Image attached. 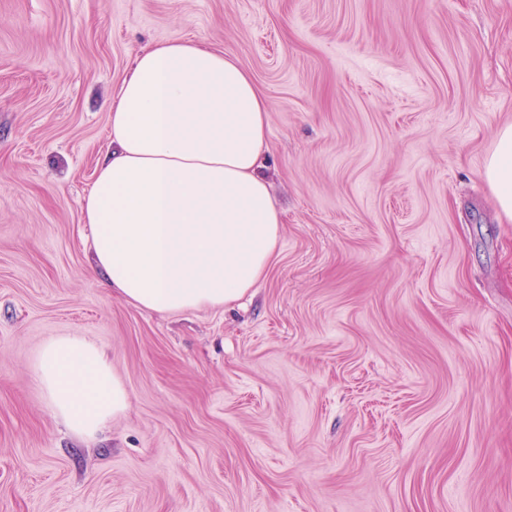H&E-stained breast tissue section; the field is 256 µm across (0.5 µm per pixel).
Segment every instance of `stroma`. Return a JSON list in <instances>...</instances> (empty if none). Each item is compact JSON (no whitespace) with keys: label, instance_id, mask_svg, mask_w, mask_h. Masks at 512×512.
<instances>
[{"label":"stroma","instance_id":"35a3bbf8","mask_svg":"<svg viewBox=\"0 0 512 512\" xmlns=\"http://www.w3.org/2000/svg\"><path fill=\"white\" fill-rule=\"evenodd\" d=\"M192 40L271 104L283 211L241 304L160 315L80 200L133 54ZM512 0H0V512H512ZM86 336L131 405L93 438L32 365ZM482 177L495 197L502 216L512 222V125L497 132L496 148L489 157Z\"/></svg>","mask_w":512,"mask_h":512}]
</instances>
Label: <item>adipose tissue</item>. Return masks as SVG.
I'll use <instances>...</instances> for the list:
<instances>
[{
  "label": "adipose tissue",
  "instance_id": "adipose-tissue-1",
  "mask_svg": "<svg viewBox=\"0 0 512 512\" xmlns=\"http://www.w3.org/2000/svg\"><path fill=\"white\" fill-rule=\"evenodd\" d=\"M108 112L109 143L81 204L105 286L169 315L241 300L273 261L283 222L265 174L270 106L252 76L224 51L167 41L135 54ZM482 176L512 222L511 124ZM33 373L77 436L129 406L88 337L50 338Z\"/></svg>",
  "mask_w": 512,
  "mask_h": 512
}]
</instances>
